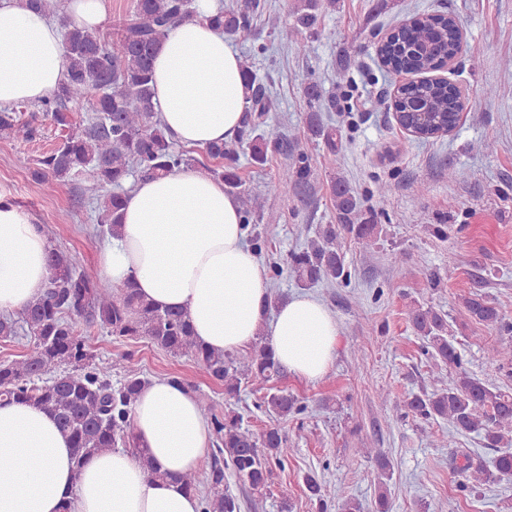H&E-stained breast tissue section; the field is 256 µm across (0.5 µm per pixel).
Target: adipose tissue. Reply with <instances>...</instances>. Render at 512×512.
<instances>
[{
  "instance_id": "1",
  "label": "adipose tissue",
  "mask_w": 512,
  "mask_h": 512,
  "mask_svg": "<svg viewBox=\"0 0 512 512\" xmlns=\"http://www.w3.org/2000/svg\"><path fill=\"white\" fill-rule=\"evenodd\" d=\"M217 0H195L194 15L172 28L154 59L152 104L166 133L188 148L234 138L245 108L242 58L210 18ZM59 25L0 0V107L37 102L65 81ZM52 244L39 225L0 196V315L21 311L44 292ZM98 275L134 282L162 309L184 310L197 340L233 352L270 338L288 372L321 380L341 343L334 314L318 298L274 303L268 273L245 243L240 201L223 181L180 168L141 177L126 194L122 224L98 246ZM135 435L163 479L151 478L117 448L76 465L55 418L25 401L0 404V512H201L178 481L209 448V420L171 377L150 380L132 411Z\"/></svg>"
}]
</instances>
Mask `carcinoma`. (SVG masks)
Here are the masks:
<instances>
[{
  "label": "carcinoma",
  "instance_id": "obj_1",
  "mask_svg": "<svg viewBox=\"0 0 512 512\" xmlns=\"http://www.w3.org/2000/svg\"><path fill=\"white\" fill-rule=\"evenodd\" d=\"M27 6L51 17H63L64 0H27ZM253 0L218 10L211 22L228 35L244 33L254 20ZM336 7V0H295L297 26L309 29L318 15ZM192 15L191 0H134L129 12L115 23L118 41L111 48L98 30L64 25L67 81L41 101V110L61 130V141L39 160L41 185L52 190L62 182H74L83 194L99 202L97 232L115 234L121 224L125 194L119 192L133 174L164 176L181 166L224 180L232 193L243 195L244 223L257 224L263 217L266 198L243 189L239 146L250 150V160L263 165L268 155L284 157L272 189L286 196L306 184L312 175L308 157L284 141L281 134L265 132L267 113L275 109L257 83L249 62L243 72L249 91L243 126L229 142L212 143L201 149V157L174 147L152 105V61L167 32ZM458 40L455 18L449 17L439 32L425 22L403 28L383 48L393 67L412 66L433 70L454 55ZM92 101L95 121L88 127L73 121L71 106ZM395 108L412 125L429 133L443 126L462 109L458 92L444 84L420 81L405 87ZM308 131L331 151H336L338 129L324 124L318 113L308 115ZM34 128L20 121L17 111L0 109V136L29 139ZM114 191L106 196V187ZM336 223L319 228L307 246L291 253L287 266L302 286L348 278L344 257L336 249V238L346 232L367 247L377 233L358 193L343 176L329 177ZM50 278L44 294L17 316L0 317V338L24 336L32 349L22 358L0 363V400H25L52 414L72 445L77 465L111 449L129 448L141 467L155 479L166 474L154 468L148 451L139 446L131 413L135 398L147 380L122 366L124 377L112 386L115 363L91 362L78 322L99 327L117 338H146L173 354H189L211 379L224 385V396L235 399L244 385L263 392L261 406L271 423L254 433L244 426V417L234 411L219 417L211 402L197 398L215 434V449L206 477V491L193 471L178 477L186 491L201 497L202 512H242V502L224 482V469H231L253 498L263 497L270 487L273 467L283 464L287 436L281 423L306 412L307 405L275 387L286 370L275 361L269 342L261 339L241 353L215 352L197 343L186 312L161 310L141 296L133 283L115 290L99 286L91 275L78 270L76 258L55 246L50 256ZM468 319L512 332V324L477 289L464 300ZM409 321L423 342L425 354L455 369L451 385H440L430 393L414 394L406 404L412 417L428 422H448L452 435L475 434L485 448H497L493 468L497 478L512 480V391L488 384L467 367L460 352L448 341L445 315L431 307L409 308ZM466 487L476 489L491 474L482 466L466 462L457 467ZM339 512H360L361 504L336 484Z\"/></svg>",
  "mask_w": 512,
  "mask_h": 512
}]
</instances>
